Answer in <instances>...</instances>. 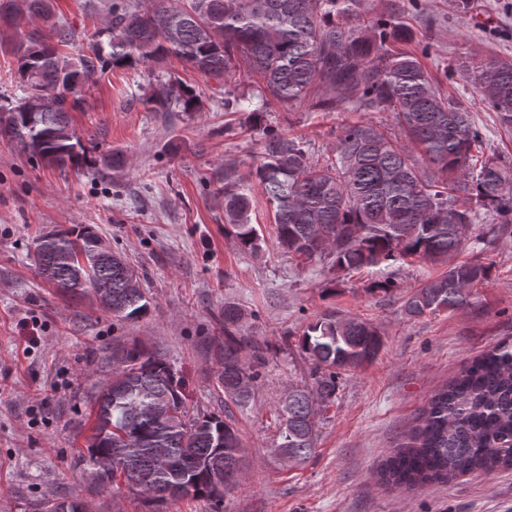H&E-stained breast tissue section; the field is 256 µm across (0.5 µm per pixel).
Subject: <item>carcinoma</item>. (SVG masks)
Instances as JSON below:
<instances>
[{"label": "carcinoma", "instance_id": "cac0c4a2", "mask_svg": "<svg viewBox=\"0 0 512 512\" xmlns=\"http://www.w3.org/2000/svg\"><path fill=\"white\" fill-rule=\"evenodd\" d=\"M345 0H122L112 4L107 41L68 57L57 46L72 30L53 21L52 0H0V16L15 28L38 19L51 24L57 43L36 34L12 43L23 95L0 113V137L29 159L59 169L121 171L120 152L96 157L71 127L68 112L83 100L82 87L99 68L160 64L180 57L201 74L220 79L244 64L259 77V107L239 98L224 107L246 114L261 133L263 151L256 176L274 205L277 247L307 261L324 260L336 277L363 268L420 259L448 265L438 278L405 300L408 316L455 310L474 286L488 280L490 266L454 257L470 226L489 224L482 241L491 245L512 234V169L495 155L473 164L481 136L469 110L445 96L418 57L395 43L407 32L379 19L358 35L346 27ZM462 77L500 120L512 125V62L486 59ZM316 96L321 112H389L400 134L371 122L340 126L336 161L319 166L305 143L262 125L271 102L288 104ZM151 112H195L197 95L175 82L159 83L145 98ZM250 198L224 166V220L240 245L254 253L262 238L249 224ZM100 238L89 227L58 228L34 241L45 257L41 276L64 294L82 293L103 280L110 284L102 309L122 320H138L150 308L139 272L119 253L107 261ZM239 309L224 303V352L218 387L243 404L265 365L254 347L253 364L239 363L242 340L233 328ZM313 364L311 385L288 390L278 448L298 461L315 450L312 398L328 407L336 399L340 370L372 362L383 345L376 328L354 317L328 314L310 324L300 340ZM112 373L97 402L93 433L82 461L102 485L121 479L158 504L193 496L220 506L217 471L236 467L241 438L233 423L212 413L191 416L180 380L161 357L135 344L112 354ZM156 403L180 419L170 424L153 415L132 417L127 405ZM112 461L109 468L97 460ZM512 468V342L503 340L477 356L431 396L408 441L382 465L387 484L414 489L476 470ZM81 500L45 497L36 512H80Z\"/></svg>", "mask_w": 512, "mask_h": 512}]
</instances>
